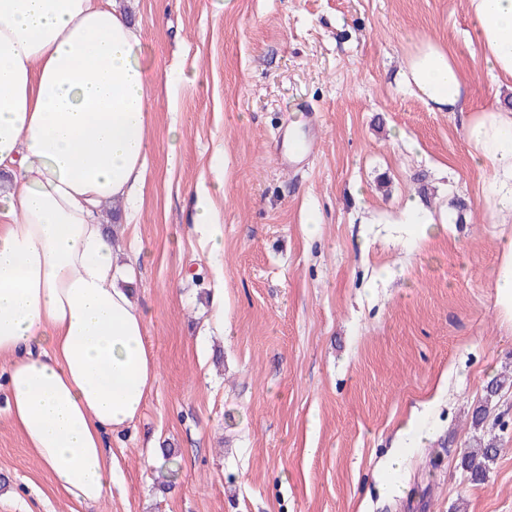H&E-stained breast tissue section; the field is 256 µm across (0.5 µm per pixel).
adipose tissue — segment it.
<instances>
[{"label":"adipose tissue","instance_id":"obj_1","mask_svg":"<svg viewBox=\"0 0 512 512\" xmlns=\"http://www.w3.org/2000/svg\"><path fill=\"white\" fill-rule=\"evenodd\" d=\"M488 69L512 82V0H464ZM140 40L111 0H0V362L10 425L57 492L95 504L112 491L107 433L141 413L158 374L146 313L119 280L132 261L99 220L137 202L149 151ZM407 83L461 115L492 183L490 213L512 214V109H465L454 57L432 40ZM223 181L193 193L187 235L224 250Z\"/></svg>","mask_w":512,"mask_h":512}]
</instances>
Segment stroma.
I'll return each mask as SVG.
<instances>
[{
	"label": "stroma",
	"mask_w": 512,
	"mask_h": 512,
	"mask_svg": "<svg viewBox=\"0 0 512 512\" xmlns=\"http://www.w3.org/2000/svg\"><path fill=\"white\" fill-rule=\"evenodd\" d=\"M116 6L157 84L139 210L102 221L122 253L145 254L128 286L158 377L129 429L108 435L112 493L89 506L56 492L10 426L1 364L0 512H512V389L487 395L512 372L493 288L512 223L484 207L491 176L459 113L401 77L431 38L455 57L470 109L512 96L483 63L464 0ZM178 72L199 85L167 81ZM308 108L321 116L313 152L282 167L285 130ZM219 177L216 266L181 233L190 192ZM410 198L445 218L428 239L397 221ZM219 285L220 337L207 330ZM482 404L502 451L474 485L459 462L485 432L471 425ZM412 418L431 441L402 436Z\"/></svg>",
	"instance_id": "obj_1"
}]
</instances>
